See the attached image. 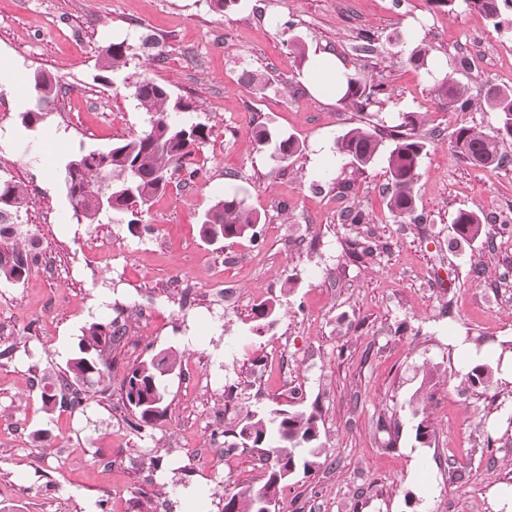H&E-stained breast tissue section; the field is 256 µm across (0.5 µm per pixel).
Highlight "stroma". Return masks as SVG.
I'll return each instance as SVG.
<instances>
[{"label":"stroma","instance_id":"1","mask_svg":"<svg viewBox=\"0 0 512 512\" xmlns=\"http://www.w3.org/2000/svg\"><path fill=\"white\" fill-rule=\"evenodd\" d=\"M361 33L375 53L353 52ZM145 35L162 57L144 53ZM296 40L386 88L372 124L426 113L416 195L427 223L389 212L384 163L361 171L336 155V139L365 117L306 90ZM122 41L127 69L100 80L99 48ZM419 43L472 94L512 86V10L496 25L467 0H238L221 14L209 0H0V81L17 86L0 91V133L12 141L0 177L28 186L19 232L40 252L22 282L0 283V512H222L225 494L261 487L267 470L259 449L225 454L221 430L276 407L316 411L323 446L319 466L284 487L283 512H495V487L512 485V383L483 392L462 378L488 356L512 357V237L453 252L448 241L459 210H512V163L480 169L455 155L456 127L490 133L497 117L448 110L406 61ZM37 70L62 91L28 129ZM246 70L265 86L245 82ZM144 79L188 103L178 121L211 127L198 176L171 183L137 233L117 213L78 221L64 166L148 129L132 96ZM259 127L293 135L302 153L272 159L253 139ZM235 192L260 217L256 240L206 243L204 212ZM348 206L370 223H342ZM367 235L377 250L354 254L350 241ZM265 299L275 313L260 323L253 310ZM118 315L127 332L109 388L74 413L45 408L41 388L62 374L82 327ZM458 337L472 359L455 356ZM169 347L181 366L165 381L167 413L130 430L123 373ZM427 368L434 433L424 445L408 403Z\"/></svg>","mask_w":512,"mask_h":512}]
</instances>
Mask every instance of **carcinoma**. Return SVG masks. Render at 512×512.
<instances>
[{
    "label": "carcinoma",
    "instance_id": "carcinoma-1",
    "mask_svg": "<svg viewBox=\"0 0 512 512\" xmlns=\"http://www.w3.org/2000/svg\"><path fill=\"white\" fill-rule=\"evenodd\" d=\"M471 6L500 25L501 5L512 6V0H467ZM128 47L113 43L98 55L104 80L121 73L128 65ZM407 62L429 74L433 57L423 44L413 46ZM34 102L22 113V123L32 128L42 119L58 95L55 79L43 72L33 76ZM436 92L456 112H468L474 99L467 89L450 75L435 80ZM381 85H371L358 71L347 77L346 88L337 103L370 112L383 94ZM133 96L140 111L148 114L149 128L112 145L103 152L76 154L65 165L64 186L76 215L87 224H98L107 214L124 213L131 216L129 230L139 227L141 216L152 201L169 183L171 171L187 172L188 179L196 176L187 159L201 150L210 137L207 125L179 124L171 119L174 112H184L190 105L172 98L168 88L157 82L142 80L134 85ZM480 105L498 114L494 133L477 131L469 126L457 127L453 134L455 153L477 168H494L507 161L505 147L512 145V87L486 89ZM424 115L421 112L402 113L399 124L390 127L361 125L347 130L335 142L336 153L347 157L361 170L383 161L388 173L386 205L399 222L424 224L427 217L417 212L415 187L420 176L421 160L426 152L425 136L420 133ZM258 144H274L272 157L286 163L301 153L299 142L291 135L272 136L267 129L257 134ZM110 195L112 208H102L98 198ZM29 197L26 185L11 179H0V280L18 283L28 274L36 260L34 243L17 240L21 212ZM344 224L369 223L361 209L345 208L340 212ZM260 217L245 206L234 194L217 200L204 214L201 235L207 243L257 238ZM496 233H512V218L503 214L484 220L478 214L460 211L454 221L455 240L469 243L487 234V225ZM125 325L119 318L91 321L81 331L78 354L66 363L65 376L58 382L43 386V405L57 404L76 409L85 403L88 393L97 386L112 381V348L125 336ZM175 350L163 351L135 361L123 377V404L128 412L127 423L140 430L159 420L167 411L165 406V376L180 365ZM469 388L487 390L494 383L493 368L487 363L473 366L465 375ZM252 448L267 449L269 473L262 487L245 489L224 495V512H258V500H279L283 487L298 473L311 472L322 452L319 445L317 415L306 411L272 409L253 411L238 431H226Z\"/></svg>",
    "mask_w": 512,
    "mask_h": 512
}]
</instances>
